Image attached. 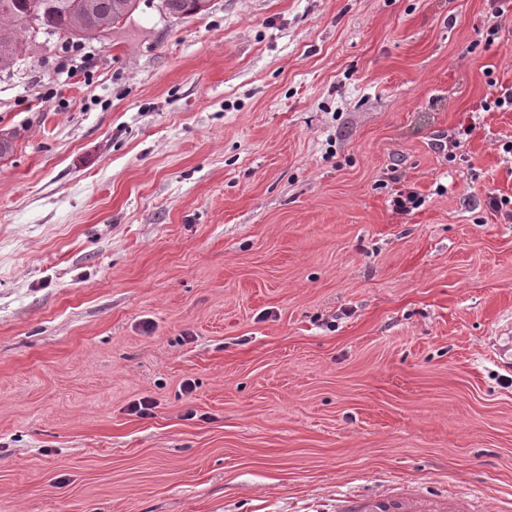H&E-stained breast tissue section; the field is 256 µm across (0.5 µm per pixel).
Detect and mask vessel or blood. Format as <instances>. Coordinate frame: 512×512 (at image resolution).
<instances>
[{"mask_svg": "<svg viewBox=\"0 0 512 512\" xmlns=\"http://www.w3.org/2000/svg\"><path fill=\"white\" fill-rule=\"evenodd\" d=\"M471 499L466 493L421 496L372 493L341 504L340 512H470Z\"/></svg>", "mask_w": 512, "mask_h": 512, "instance_id": "vessel-or-blood-1", "label": "vessel or blood"}]
</instances>
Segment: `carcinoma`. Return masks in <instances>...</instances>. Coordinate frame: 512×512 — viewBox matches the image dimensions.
<instances>
[{"label":"carcinoma","instance_id":"1","mask_svg":"<svg viewBox=\"0 0 512 512\" xmlns=\"http://www.w3.org/2000/svg\"><path fill=\"white\" fill-rule=\"evenodd\" d=\"M164 12L179 17L204 11L208 0H160ZM137 8V0H0V69L17 63L21 32L38 27L48 35L89 39L116 28Z\"/></svg>","mask_w":512,"mask_h":512}]
</instances>
